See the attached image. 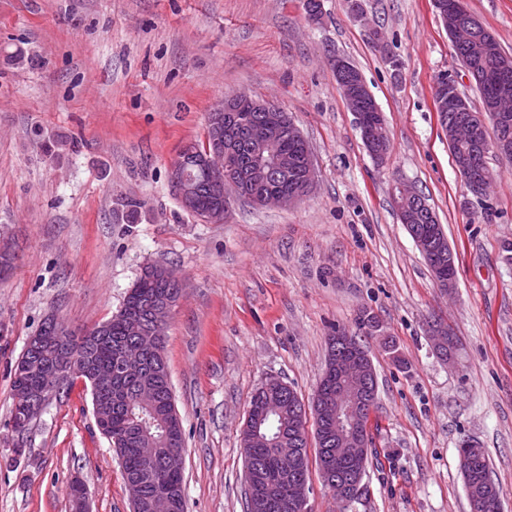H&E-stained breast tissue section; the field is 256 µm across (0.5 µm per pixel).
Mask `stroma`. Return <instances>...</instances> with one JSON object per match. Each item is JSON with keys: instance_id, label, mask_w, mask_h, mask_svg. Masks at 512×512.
<instances>
[{"instance_id": "35a3bbf8", "label": "stroma", "mask_w": 512, "mask_h": 512, "mask_svg": "<svg viewBox=\"0 0 512 512\" xmlns=\"http://www.w3.org/2000/svg\"><path fill=\"white\" fill-rule=\"evenodd\" d=\"M0 0V512H71L81 478L90 512H131L122 467L82 381L24 434L11 423L13 370L48 317L81 335L120 310L144 265L177 272L184 298L165 336L185 437L187 512H246L240 432L255 391L283 380L311 401L327 338L361 311L378 384V460L351 512H469L458 448L486 451L512 512V159L471 197L448 150L434 90L444 74L482 102L433 0ZM512 56V0H465ZM384 32L376 48L369 28ZM29 59L17 62L16 51ZM363 75L390 131L369 155L333 58ZM274 101L308 142L316 186L291 207L231 199L223 223L187 211L171 159L206 139L224 97ZM60 146L45 155L41 143ZM78 150H71V143ZM427 199L455 253L442 291L391 197ZM459 338L438 355L434 318ZM393 341L400 361L384 348ZM24 455H15L16 447Z\"/></svg>"}]
</instances>
